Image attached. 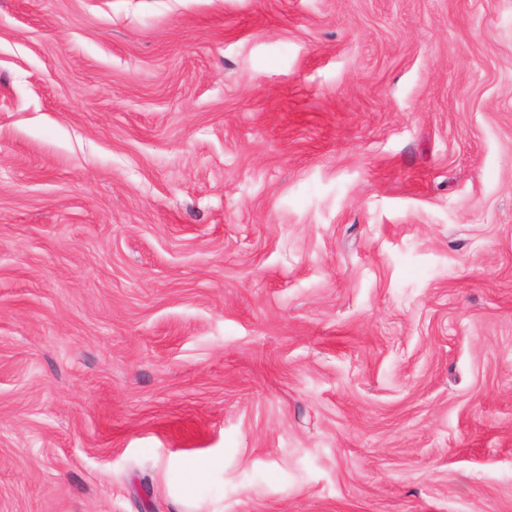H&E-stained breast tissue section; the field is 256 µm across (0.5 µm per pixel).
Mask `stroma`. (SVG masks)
<instances>
[{"label":"stroma","mask_w":512,"mask_h":512,"mask_svg":"<svg viewBox=\"0 0 512 512\" xmlns=\"http://www.w3.org/2000/svg\"><path fill=\"white\" fill-rule=\"evenodd\" d=\"M0 512H512V0H0Z\"/></svg>","instance_id":"1"}]
</instances>
